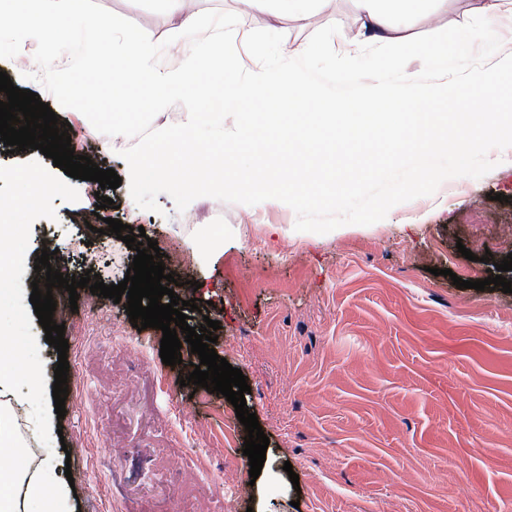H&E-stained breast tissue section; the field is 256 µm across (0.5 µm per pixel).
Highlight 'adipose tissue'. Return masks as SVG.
I'll return each instance as SVG.
<instances>
[{"mask_svg": "<svg viewBox=\"0 0 512 512\" xmlns=\"http://www.w3.org/2000/svg\"><path fill=\"white\" fill-rule=\"evenodd\" d=\"M364 17L353 31L337 30L336 39L344 45H369L393 42L389 18L394 14L421 11L427 0H357ZM52 494V512H71L70 493L53 463H45L34 476L9 468L0 469V512H25V505Z\"/></svg>", "mask_w": 512, "mask_h": 512, "instance_id": "1", "label": "adipose tissue"}]
</instances>
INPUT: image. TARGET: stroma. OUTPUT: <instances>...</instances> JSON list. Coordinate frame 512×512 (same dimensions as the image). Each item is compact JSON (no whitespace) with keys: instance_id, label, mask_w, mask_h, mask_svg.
Wrapping results in <instances>:
<instances>
[{"instance_id":"stroma-1","label":"stroma","mask_w":512,"mask_h":512,"mask_svg":"<svg viewBox=\"0 0 512 512\" xmlns=\"http://www.w3.org/2000/svg\"><path fill=\"white\" fill-rule=\"evenodd\" d=\"M97 2L156 42L180 26L166 0ZM480 3L430 0L427 15L393 25L407 40L465 24ZM193 10L238 14L246 33L283 34L292 57L320 28L361 22L354 0H322L303 15L280 0L251 10L193 0ZM28 88L71 124L76 154L125 175L131 138L103 135L39 83ZM27 172L53 181L55 197L32 203L18 180ZM99 191L113 207L96 209ZM157 203L141 209L128 184L103 190L40 151L10 154L0 143V220L15 230V280H45L34 265L50 246L61 273L91 269L121 282L133 251L83 217L96 209L144 227L177 295L198 306L189 326L221 324L214 349L243 372L246 405L270 440L265 474L249 475L233 405L188 383L198 360L190 345L181 364H163L162 331L138 332L123 304L86 287L62 318L74 386L61 431L39 440L20 429L0 465L70 462L77 512H191L181 495L195 485L207 512H512V294L452 282L485 279L512 253V147L483 177L446 180L379 222L326 234L296 231L295 212L277 206L202 197L180 212L166 194ZM142 334L152 341L145 352Z\"/></svg>"}]
</instances>
